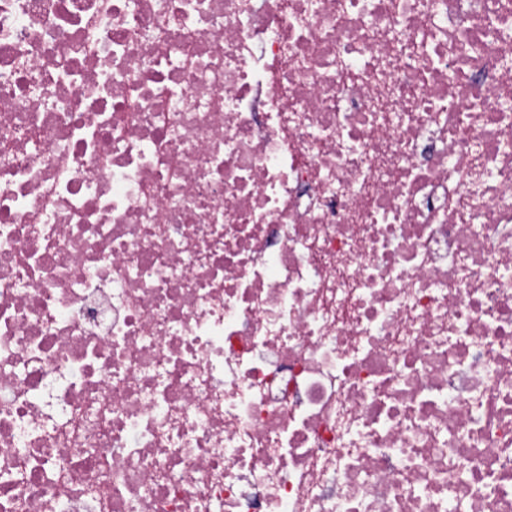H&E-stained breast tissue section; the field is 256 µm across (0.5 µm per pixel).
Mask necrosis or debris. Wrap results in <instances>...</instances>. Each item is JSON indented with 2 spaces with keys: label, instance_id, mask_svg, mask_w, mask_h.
<instances>
[{
  "label": "necrosis or debris",
  "instance_id": "obj_1",
  "mask_svg": "<svg viewBox=\"0 0 512 512\" xmlns=\"http://www.w3.org/2000/svg\"><path fill=\"white\" fill-rule=\"evenodd\" d=\"M0 512H512V0H0Z\"/></svg>",
  "mask_w": 512,
  "mask_h": 512
}]
</instances>
